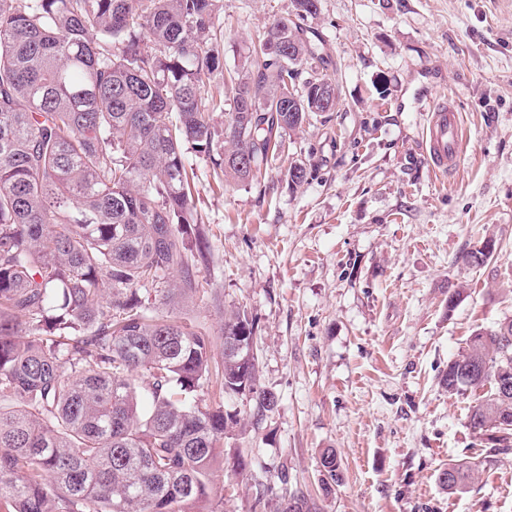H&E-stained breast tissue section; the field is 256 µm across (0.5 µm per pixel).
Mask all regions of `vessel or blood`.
Instances as JSON below:
<instances>
[{"instance_id": "obj_1", "label": "vessel or blood", "mask_w": 512, "mask_h": 512, "mask_svg": "<svg viewBox=\"0 0 512 512\" xmlns=\"http://www.w3.org/2000/svg\"><path fill=\"white\" fill-rule=\"evenodd\" d=\"M424 135L434 170H447L459 158L463 139L460 117L453 104L442 100L430 109Z\"/></svg>"}]
</instances>
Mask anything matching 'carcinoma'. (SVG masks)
Wrapping results in <instances>:
<instances>
[{"label": "carcinoma", "instance_id": "1", "mask_svg": "<svg viewBox=\"0 0 512 512\" xmlns=\"http://www.w3.org/2000/svg\"><path fill=\"white\" fill-rule=\"evenodd\" d=\"M251 51L246 80L224 78L223 0H0V507L5 512H224L212 496L240 425L224 398L261 420L276 394L249 349L256 326L224 316L213 337L164 314L188 303L210 262L188 153L214 177L252 181L321 101L335 69L302 22L319 0H292ZM224 113L223 125L215 111ZM512 320L476 331L448 362L450 394L488 387L469 415L490 448H512ZM219 399L202 397L212 384ZM320 488L341 482L321 454ZM450 494L475 469L439 473ZM255 506L312 512L287 476Z\"/></svg>", "mask_w": 512, "mask_h": 512}]
</instances>
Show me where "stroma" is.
Segmentation results:
<instances>
[{"mask_svg": "<svg viewBox=\"0 0 512 512\" xmlns=\"http://www.w3.org/2000/svg\"><path fill=\"white\" fill-rule=\"evenodd\" d=\"M292 0H224V69L243 78L255 37ZM309 26L336 60L335 111L311 117L258 180L233 187L190 157L211 244L194 305L173 316L224 330L241 309L258 325L263 419L226 440L244 475L218 471L226 512H254L278 473L316 512H512V450L469 425L482 390L448 394L440 375L478 330L512 319V0H320ZM451 98L463 118L460 164L432 169L424 108ZM310 176L289 186L290 162ZM492 258L466 254L486 235ZM464 292L448 305V287ZM343 478L322 495L319 456ZM475 464L462 493L440 467Z\"/></svg>", "mask_w": 512, "mask_h": 512, "instance_id": "1", "label": "stroma"}]
</instances>
